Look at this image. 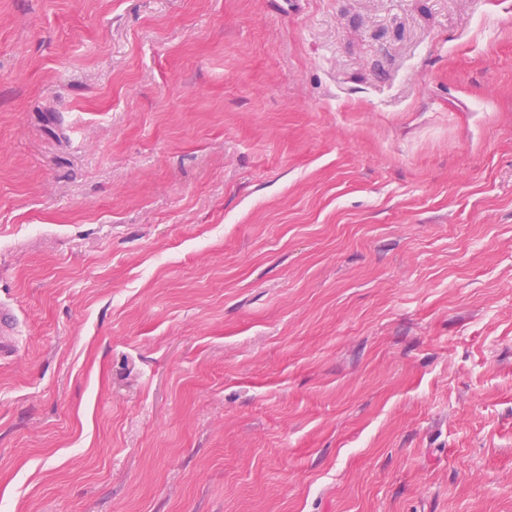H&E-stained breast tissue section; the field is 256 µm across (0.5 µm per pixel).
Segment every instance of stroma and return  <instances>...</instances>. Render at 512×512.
<instances>
[{
  "instance_id": "35a3bbf8",
  "label": "stroma",
  "mask_w": 512,
  "mask_h": 512,
  "mask_svg": "<svg viewBox=\"0 0 512 512\" xmlns=\"http://www.w3.org/2000/svg\"><path fill=\"white\" fill-rule=\"evenodd\" d=\"M0 512H512V0H0Z\"/></svg>"
}]
</instances>
